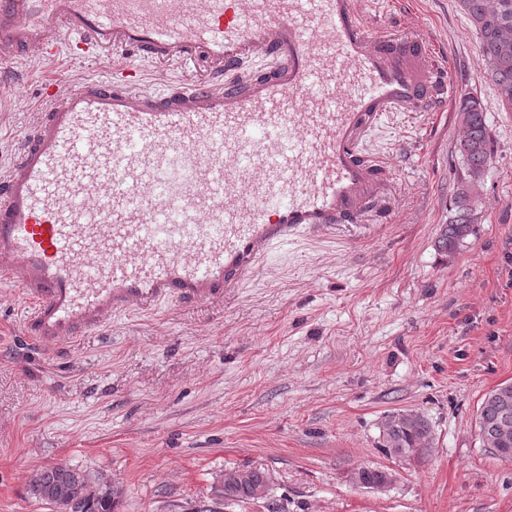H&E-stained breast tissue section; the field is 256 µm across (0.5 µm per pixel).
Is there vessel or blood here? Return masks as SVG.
<instances>
[{
    "label": "vessel or blood",
    "mask_w": 512,
    "mask_h": 512,
    "mask_svg": "<svg viewBox=\"0 0 512 512\" xmlns=\"http://www.w3.org/2000/svg\"><path fill=\"white\" fill-rule=\"evenodd\" d=\"M132 64L45 85L0 173V277L24 327L65 343L113 315L242 287L274 248L361 222L387 112L427 111L423 45L373 31L360 0H0V65ZM198 54L208 80L156 89L145 62Z\"/></svg>",
    "instance_id": "vessel-or-blood-1"
}]
</instances>
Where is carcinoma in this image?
<instances>
[{"label": "carcinoma", "mask_w": 512, "mask_h": 512, "mask_svg": "<svg viewBox=\"0 0 512 512\" xmlns=\"http://www.w3.org/2000/svg\"><path fill=\"white\" fill-rule=\"evenodd\" d=\"M459 9L474 28L479 46L488 62L486 79L495 87L498 106L512 112V0H458ZM463 137L456 143L464 168L451 198L452 217L439 228L437 247L453 254L473 235L480 198H471L472 176L486 172L493 163L485 107L481 100L466 95L460 100ZM512 391L511 382H503L487 392L476 417L478 439L485 428L504 416L512 418V407L498 399L499 393ZM431 433L426 419L412 423L396 422L382 435L383 447L410 451ZM263 473L250 470L239 481L217 489V495L239 501L252 498L254 486L264 482ZM30 494L53 505L58 512H115L120 491L103 479L69 465H51L38 471L29 482Z\"/></svg>", "instance_id": "cac0c4a2"}]
</instances>
